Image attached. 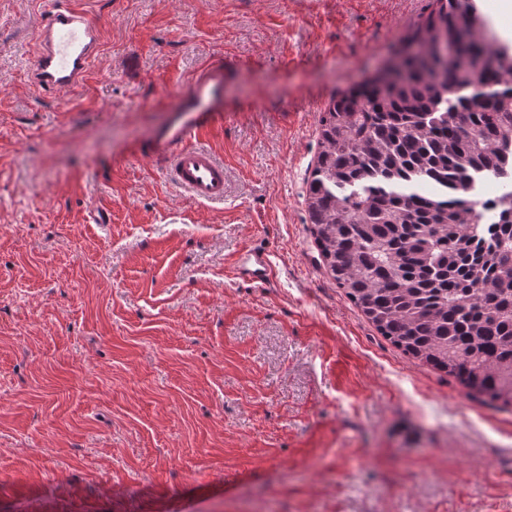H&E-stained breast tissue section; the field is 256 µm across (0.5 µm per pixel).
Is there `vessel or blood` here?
Instances as JSON below:
<instances>
[{"label": "vessel or blood", "mask_w": 512, "mask_h": 512, "mask_svg": "<svg viewBox=\"0 0 512 512\" xmlns=\"http://www.w3.org/2000/svg\"><path fill=\"white\" fill-rule=\"evenodd\" d=\"M102 41L99 22L75 0H49L29 66L33 88L60 94L87 77ZM175 105L152 148L170 164L174 180L199 202L224 198V165L197 140L214 104L224 96V70L205 65L173 90Z\"/></svg>", "instance_id": "obj_1"}]
</instances>
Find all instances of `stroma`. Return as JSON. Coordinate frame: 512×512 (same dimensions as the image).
Segmentation results:
<instances>
[{
    "label": "stroma",
    "mask_w": 512,
    "mask_h": 512,
    "mask_svg": "<svg viewBox=\"0 0 512 512\" xmlns=\"http://www.w3.org/2000/svg\"><path fill=\"white\" fill-rule=\"evenodd\" d=\"M46 2L0 0V512H512V412L381 336L308 216L322 113L433 0H80L61 96L27 79ZM210 62L201 204L147 147Z\"/></svg>",
    "instance_id": "obj_1"
}]
</instances>
